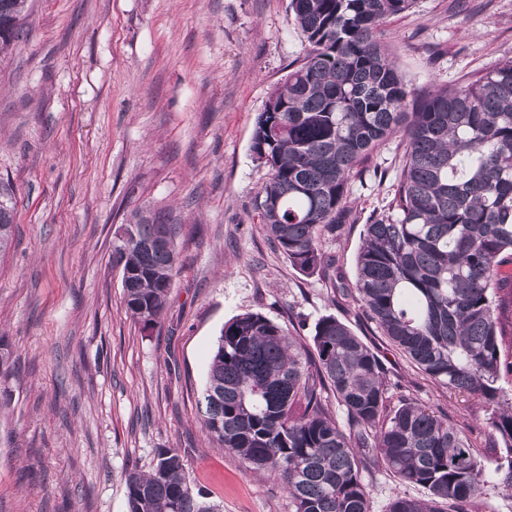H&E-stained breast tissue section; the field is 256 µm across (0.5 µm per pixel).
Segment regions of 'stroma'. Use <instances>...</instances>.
I'll return each mask as SVG.
<instances>
[{"label":"stroma","instance_id":"35a3bbf8","mask_svg":"<svg viewBox=\"0 0 512 512\" xmlns=\"http://www.w3.org/2000/svg\"><path fill=\"white\" fill-rule=\"evenodd\" d=\"M28 4L0 57V183L15 205L0 341L19 364L0 378V512H127L126 469H149L160 448L179 449L224 512H291L280 483L244 473L199 413L220 331L245 312L301 337L335 315L383 361L391 405L408 396L447 415L494 472L499 439L479 402L437 387L360 304H332L258 220L255 119L304 50L289 0ZM384 42L410 87L458 85L512 57V0H416ZM403 154L397 137L375 149L385 179L353 178L355 221L323 245L347 280ZM159 209L180 226V268L146 329L126 310L112 245L131 212ZM364 480L371 512L403 489L383 467Z\"/></svg>","mask_w":512,"mask_h":512}]
</instances>
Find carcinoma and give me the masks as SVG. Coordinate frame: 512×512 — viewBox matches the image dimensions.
<instances>
[{
  "instance_id": "carcinoma-1",
  "label": "carcinoma",
  "mask_w": 512,
  "mask_h": 512,
  "mask_svg": "<svg viewBox=\"0 0 512 512\" xmlns=\"http://www.w3.org/2000/svg\"><path fill=\"white\" fill-rule=\"evenodd\" d=\"M28 0H0V55L22 34ZM416 0H291L302 63L258 113L251 151L267 170L260 223L289 264L357 300L383 336L438 385L477 397L501 442L488 481L468 437L413 399L389 407L382 360L334 315L310 342L261 313L224 324L202 394L203 426L247 473L288 493L292 512H371L362 472L383 465L427 498L396 494L388 512H468L487 484L512 499V403L501 386L496 290L512 288V58L457 86L408 87L382 26ZM400 135L403 164L388 211L364 225L356 279L343 281L322 238L350 223L351 178ZM14 208L0 186V254ZM112 245L131 317L156 325L177 275L179 225L164 210L130 215ZM343 407L342 427L329 411ZM128 512H222L190 482L176 448L125 472Z\"/></svg>"
}]
</instances>
